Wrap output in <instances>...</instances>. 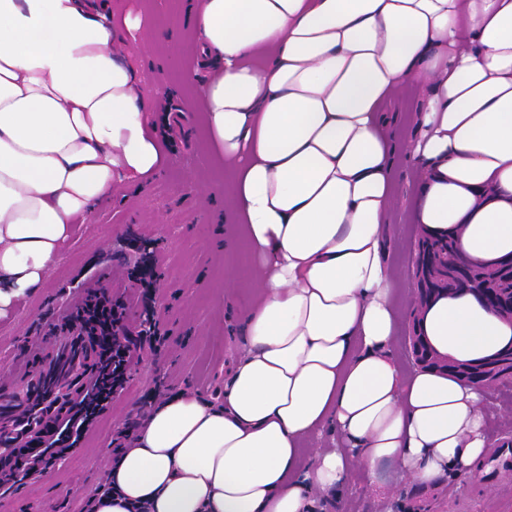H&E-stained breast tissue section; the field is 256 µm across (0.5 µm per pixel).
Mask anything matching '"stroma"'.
Masks as SVG:
<instances>
[{"mask_svg": "<svg viewBox=\"0 0 512 512\" xmlns=\"http://www.w3.org/2000/svg\"><path fill=\"white\" fill-rule=\"evenodd\" d=\"M112 3L114 24L132 21L123 31L127 60L143 73L141 95L168 140L163 161L150 175L116 185L107 204L76 224L41 287L0 318V369L27 360L33 344L75 302L74 286L94 285L100 272L109 273L112 294L127 301V321L135 323L137 288L129 273L144 251L158 259L157 310L170 339L166 351L143 353L126 389L77 453L50 462L42 477L19 488L0 489V512H88L111 465L112 435L156 376L168 375L177 391L220 403L224 381L243 353L239 330L251 304L253 258L240 238L228 178L216 163V147L188 80L202 69L190 37L196 0ZM425 103L405 85L382 106L395 142L394 198L383 238L386 262L399 283L391 356L407 373L418 369L410 337L423 235L412 221L422 170L407 147L421 133ZM486 416L489 442L512 438V381L490 390ZM489 465L482 459L475 478L453 477L427 489L392 482L386 466L370 484L359 473L351 490L326 499L322 512H512V487L491 486L485 476Z\"/></svg>", "mask_w": 512, "mask_h": 512, "instance_id": "35a3bbf8", "label": "stroma"}]
</instances>
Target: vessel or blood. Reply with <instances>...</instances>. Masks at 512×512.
Returning <instances> with one entry per match:
<instances>
[{
    "label": "vessel or blood",
    "instance_id": "1",
    "mask_svg": "<svg viewBox=\"0 0 512 512\" xmlns=\"http://www.w3.org/2000/svg\"><path fill=\"white\" fill-rule=\"evenodd\" d=\"M41 349L38 368L18 364L0 379V461L20 462L33 476L43 464L28 452V442L67 416L98 362L97 352L81 336L45 342ZM492 455L494 476L512 485V444H500Z\"/></svg>",
    "mask_w": 512,
    "mask_h": 512
}]
</instances>
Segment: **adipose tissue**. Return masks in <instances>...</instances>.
<instances>
[{"instance_id":"obj_1","label":"adipose tissue","mask_w":512,"mask_h":512,"mask_svg":"<svg viewBox=\"0 0 512 512\" xmlns=\"http://www.w3.org/2000/svg\"><path fill=\"white\" fill-rule=\"evenodd\" d=\"M110 0H0V317L74 229L159 160ZM197 86L255 259L224 404L167 399L92 512H318L353 468L418 488L473 474L488 391L403 376L382 232L394 148L380 103L427 92L413 218L489 263L512 254V0H199ZM439 355L482 359L512 323L467 291L421 314ZM335 433L307 466L305 439Z\"/></svg>"}]
</instances>
